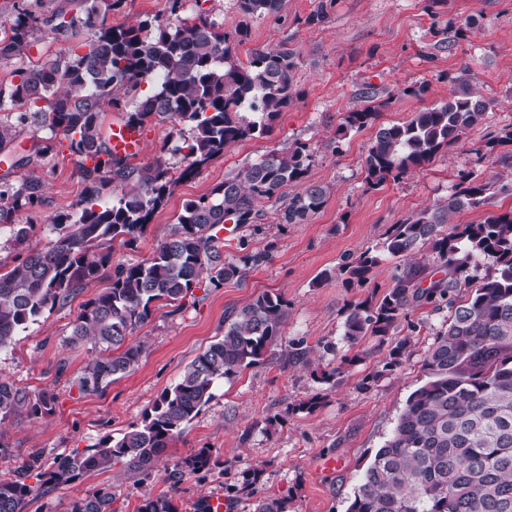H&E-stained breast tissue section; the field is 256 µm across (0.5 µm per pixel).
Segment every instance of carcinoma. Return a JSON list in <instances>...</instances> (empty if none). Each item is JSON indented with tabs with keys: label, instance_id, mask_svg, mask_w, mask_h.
<instances>
[{
	"label": "carcinoma",
	"instance_id": "cac0c4a2",
	"mask_svg": "<svg viewBox=\"0 0 512 512\" xmlns=\"http://www.w3.org/2000/svg\"><path fill=\"white\" fill-rule=\"evenodd\" d=\"M84 17L57 11L50 18L21 9L9 22L10 34L0 37V62L16 59L32 45L46 24L50 32L75 42L68 51L30 61L15 71L17 82L0 89V112L18 108L19 124L33 123L61 133L80 161L83 189L75 212L54 220L57 236L44 248L0 270V350L15 342L28 324L66 305L80 288L106 279L109 286L84 304L67 343L100 348L78 380L83 392H101L130 372L145 352L128 338L148 324L157 305H180L203 282L218 287L240 278L268 260L262 251L235 258L224 256L223 239L212 233L231 220L240 226L258 218V203L285 197L289 184L304 179L311 155L308 146L272 151L241 167L209 194L187 201L169 235L154 254L108 271L114 241L132 245L154 213L164 205L177 178L185 177L231 144L268 134L279 112L294 99L296 53L259 48L242 63L232 46L248 39L251 21L271 17L281 0H236L242 21L232 33L223 23L184 15L186 0H169L175 22L147 18L136 26L115 27L107 13L123 0H78ZM159 80L151 94L138 96L142 83ZM454 94L439 106L422 110L406 122L381 125L364 159V181L377 189L430 163L438 153L478 125L491 101L471 84L470 70L455 77ZM135 98L128 106L127 97ZM345 113L337 134L344 138L375 123L385 103ZM124 113V121L143 127L170 119L189 126L182 145L186 167L179 177L157 161L129 163L112 153L103 127L105 112ZM9 127L0 123V153L12 156L10 168L20 170L31 157L49 150L40 143L26 154L9 147ZM512 145V128L490 133L476 154L492 155ZM119 197L108 201L103 191L113 183ZM507 190L470 172L451 186L448 196L390 227L383 251L405 259L395 267L393 284L378 300L350 301L345 307L344 339L353 356L321 372L330 381L342 365L355 363L371 339L381 347L409 311L430 306L450 311L447 326L433 334L424 354L426 380L407 405L386 440L365 468L361 484L346 512H512V211L492 210ZM329 188L312 184L288 198L277 213L278 224H305L326 203ZM42 185L25 176L0 177V225L8 224L21 245L32 229L16 223V215L41 203ZM485 209L476 224H456L465 210ZM451 225L448 233L442 226ZM431 248L436 265L446 274L412 260ZM490 261L481 277L479 262ZM380 262L365 250L336 268L348 287L362 286ZM468 296L457 299L461 288ZM288 301L262 294L224 318V334L184 369L178 382L164 390L139 424L117 440L56 458L43 468L38 459L0 478V512H25L36 497L88 473L106 472L120 462L147 480L169 441L180 435L214 398L215 383L231 379L260 363L282 344ZM408 342L389 350L382 370L399 367ZM56 395L27 391L0 379V424L14 417L32 420L54 411ZM213 453L199 448L183 461L195 473L209 470ZM35 483H30V480ZM111 488H97L74 500L69 512H118ZM138 512H179L170 492L148 495Z\"/></svg>",
	"mask_w": 512,
	"mask_h": 512
}]
</instances>
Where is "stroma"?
<instances>
[{
  "label": "stroma",
  "instance_id": "1",
  "mask_svg": "<svg viewBox=\"0 0 512 512\" xmlns=\"http://www.w3.org/2000/svg\"><path fill=\"white\" fill-rule=\"evenodd\" d=\"M316 0H282L279 13L255 20L248 41L236 46L240 60L258 47L288 48L299 58L292 104L273 122L265 137L232 144L172 190L145 232L130 246L113 245L110 263L117 266L152 256L186 201L208 194L225 177L272 151L306 144L311 154L304 180L291 183L287 194L308 185L328 186L323 208L305 224L278 226L281 200L260 203V217L241 228L220 230L224 253L264 251L267 262L245 278L220 286L203 284L181 308L157 309L133 341L146 350L131 372L101 392L80 391L77 379L96 354L91 344L68 345L67 337L84 304L106 288V281L86 285L65 306L29 324L15 343L0 350V378L30 390L55 394L53 413L37 421L15 417L0 425V477L39 457L50 465L73 449L116 439L140 423L146 410L181 376L185 366L224 333V319L259 295L283 296L288 317L283 336L304 342L301 360L281 351L239 376L216 383L214 399L175 436L162 452L150 479L139 482L121 465L84 476L34 501L26 512H67L74 499L95 488L111 486L119 512H136L145 495L174 490L180 512H191L198 498L223 499L227 512H254L258 499H287L288 512H345L375 451L389 438L411 393L422 385L424 353L448 310L420 307L394 330V339L409 338L401 367L380 373L385 349L373 341L368 354L330 383L318 380L321 368L339 363L349 348L343 339L344 306L392 285L398 261L383 256L368 281L344 288L336 268L351 255L381 249L391 224L431 207L447 196L459 173L475 171L509 192L496 198L501 212L512 210V146L477 160L474 153L487 132L512 126V0H332L329 18L319 25L306 18ZM469 68L474 87L491 100L483 123L431 163L401 181L377 189L364 184L363 161L372 128L337 138L345 112L362 107L373 92L383 108L378 121H407L419 110L446 102L454 77ZM183 125L151 121L143 130L139 165L163 160L180 167V157L162 147L180 139ZM25 175L42 185L36 211L20 214L33 228L24 244H15L9 228L0 229V263L13 266L29 251L40 249L56 232L55 215L73 211L83 188L78 159L64 136ZM376 381H369V374ZM318 397L314 411L288 414L290 405ZM212 449L219 465L209 472L184 475L179 485L168 476L198 448ZM336 467L323 468L326 458ZM258 468L259 482L244 487L242 474Z\"/></svg>",
  "mask_w": 512,
  "mask_h": 512
}]
</instances>
